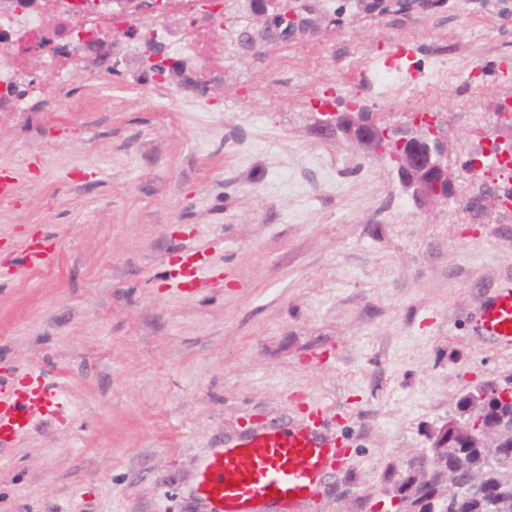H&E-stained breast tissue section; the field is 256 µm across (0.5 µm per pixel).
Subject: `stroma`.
Listing matches in <instances>:
<instances>
[{
  "mask_svg": "<svg viewBox=\"0 0 512 512\" xmlns=\"http://www.w3.org/2000/svg\"><path fill=\"white\" fill-rule=\"evenodd\" d=\"M307 2L318 32L228 56L205 93L139 81L121 42L117 76L58 85L31 60L56 92L0 110V169L22 184L0 265L30 234L58 241L51 267L0 279V376L42 373L59 403L0 446V512H203L206 453L316 404L350 442L316 512H369L462 394L512 377V349L465 316L512 285V212L473 219L466 179L417 207L388 156L317 125L325 99L431 114L461 167L502 133L474 119L512 100V0ZM193 247L187 293L163 270Z\"/></svg>",
  "mask_w": 512,
  "mask_h": 512,
  "instance_id": "stroma-1",
  "label": "stroma"
}]
</instances>
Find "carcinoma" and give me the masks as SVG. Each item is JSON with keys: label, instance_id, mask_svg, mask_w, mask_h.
<instances>
[{"label": "carcinoma", "instance_id": "1", "mask_svg": "<svg viewBox=\"0 0 512 512\" xmlns=\"http://www.w3.org/2000/svg\"><path fill=\"white\" fill-rule=\"evenodd\" d=\"M149 52L159 59V65L145 66L142 71L145 79L152 80L158 73L185 74V69L179 66L162 67L171 60L163 51L162 41L150 44ZM499 192L507 194L509 190L482 182L478 193L469 198L467 209L474 218H482L484 201ZM500 386L512 388V378L505 379L502 385L486 382L476 392H467L460 397L456 414L439 429L427 433L429 443L444 449L442 454L435 457L427 450L404 468L388 472L389 501L384 512H398L405 507L414 512H432L433 499L442 493L441 479L446 469L458 471L457 486L448 491L447 512H492L498 503L505 512H512V488L501 483V475L512 468V443L494 450L482 448L476 435L465 426L470 419H480L484 425L492 426L497 418L505 414L512 416V404L493 395L494 389Z\"/></svg>", "mask_w": 512, "mask_h": 512}]
</instances>
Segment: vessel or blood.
<instances>
[{"instance_id": "b4317fda", "label": "vessel or blood", "mask_w": 512, "mask_h": 512, "mask_svg": "<svg viewBox=\"0 0 512 512\" xmlns=\"http://www.w3.org/2000/svg\"><path fill=\"white\" fill-rule=\"evenodd\" d=\"M53 245L31 237L24 241L22 265L49 263ZM202 264L193 254H183L170 264L167 278L180 286H192ZM478 329L501 345L512 346V288H503L480 305L475 315ZM58 408L41 382L17 388L0 378V443L12 442L25 433L36 412L55 413ZM347 440L325 427L321 408L285 427L258 426L240 438L225 442L223 449L205 455L199 467L196 498L205 512H256L270 501L311 508L320 502V488L328 474L340 465Z\"/></svg>"}]
</instances>
